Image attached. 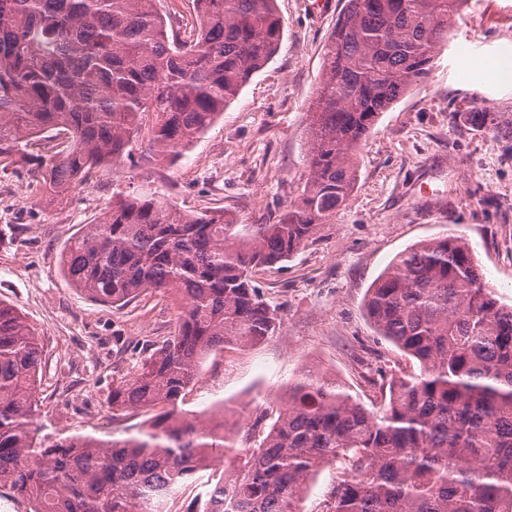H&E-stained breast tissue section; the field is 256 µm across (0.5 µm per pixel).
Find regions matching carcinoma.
I'll return each mask as SVG.
<instances>
[{
  "label": "carcinoma",
  "instance_id": "obj_1",
  "mask_svg": "<svg viewBox=\"0 0 512 512\" xmlns=\"http://www.w3.org/2000/svg\"><path fill=\"white\" fill-rule=\"evenodd\" d=\"M187 39L157 0H0V172L27 166L35 138L42 201L68 202L92 171L131 156L144 114L154 156L174 159L275 56L276 0H195ZM463 0H347L324 48L309 112V178L274 224L183 212L154 192L119 193L65 245L75 288L123 305L154 290L183 301L174 332L112 387V415L153 410L124 438L36 436L40 344L0 301V488L31 512H171L196 484L193 512H301L307 483L341 464L331 512H512V306L485 281L460 235L399 254L368 288L378 335L415 360L366 408L304 367L271 426L220 433L184 412L206 358L274 333L254 274L283 261L345 205L378 116L431 70ZM65 136L64 144L55 138Z\"/></svg>",
  "mask_w": 512,
  "mask_h": 512
}]
</instances>
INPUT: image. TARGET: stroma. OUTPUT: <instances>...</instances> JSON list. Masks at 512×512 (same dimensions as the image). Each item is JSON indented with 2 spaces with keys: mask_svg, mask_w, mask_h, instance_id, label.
<instances>
[{
  "mask_svg": "<svg viewBox=\"0 0 512 512\" xmlns=\"http://www.w3.org/2000/svg\"><path fill=\"white\" fill-rule=\"evenodd\" d=\"M313 0H276L284 37L216 123L176 162L141 154L155 124L142 119L131 159L77 183L66 205L39 202L31 167L0 173V300L40 337V436L136 432L149 412L113 418L112 386L130 378L149 344L174 330L178 302L149 291L127 306L97 303L64 276L61 252L99 221L115 190L146 186L189 211L223 210L239 224H270L309 176L307 112L323 79L324 46L346 0L328 12ZM512 54V0H464L454 36L430 73L379 115L358 158L356 185L329 224L256 282L281 318L273 336L211 355L183 408L218 409L251 426L274 415L289 380L314 365L380 404L382 378L408 360L377 336L363 303L402 251L463 235L495 296L512 305V79L484 71ZM488 112L492 129L469 113Z\"/></svg>",
  "mask_w": 512,
  "mask_h": 512,
  "instance_id": "stroma-1",
  "label": "stroma"
}]
</instances>
